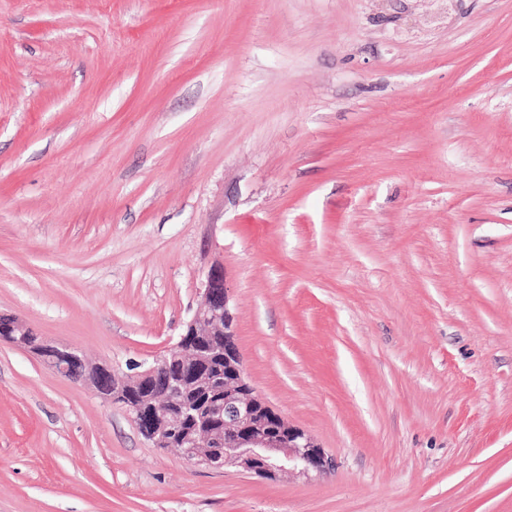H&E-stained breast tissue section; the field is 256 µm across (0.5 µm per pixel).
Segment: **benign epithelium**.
I'll return each instance as SVG.
<instances>
[{
  "label": "benign epithelium",
  "instance_id": "1",
  "mask_svg": "<svg viewBox=\"0 0 512 512\" xmlns=\"http://www.w3.org/2000/svg\"><path fill=\"white\" fill-rule=\"evenodd\" d=\"M228 302L224 271L215 266L177 345L122 380L109 367L90 366L70 351L55 356L49 344L39 356L60 375L83 380L121 404L155 446L174 447L194 464L270 477L294 469L326 472L330 462L324 450L248 392ZM171 359L180 360L184 370L169 372Z\"/></svg>",
  "mask_w": 512,
  "mask_h": 512
}]
</instances>
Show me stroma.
I'll use <instances>...</instances> for the list:
<instances>
[{"instance_id": "1", "label": "stroma", "mask_w": 512, "mask_h": 512, "mask_svg": "<svg viewBox=\"0 0 512 512\" xmlns=\"http://www.w3.org/2000/svg\"><path fill=\"white\" fill-rule=\"evenodd\" d=\"M216 265L330 469L191 464L0 341V512H512V0H0V314L123 377Z\"/></svg>"}]
</instances>
